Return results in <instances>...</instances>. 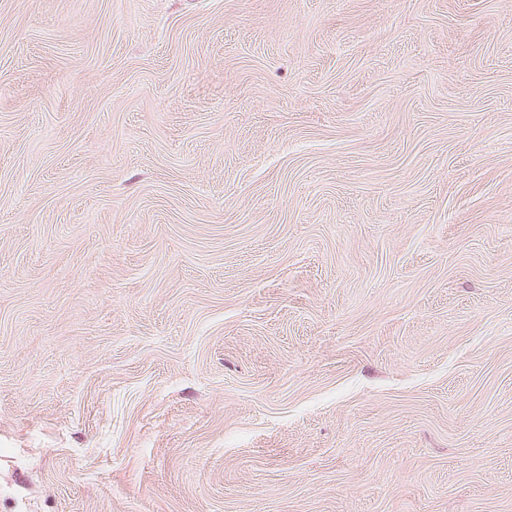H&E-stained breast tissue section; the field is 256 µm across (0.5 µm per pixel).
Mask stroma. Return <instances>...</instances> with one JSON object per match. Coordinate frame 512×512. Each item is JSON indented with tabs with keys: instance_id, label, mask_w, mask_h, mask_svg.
I'll list each match as a JSON object with an SVG mask.
<instances>
[{
	"instance_id": "1",
	"label": "stroma",
	"mask_w": 512,
	"mask_h": 512,
	"mask_svg": "<svg viewBox=\"0 0 512 512\" xmlns=\"http://www.w3.org/2000/svg\"><path fill=\"white\" fill-rule=\"evenodd\" d=\"M0 512H512V0H0Z\"/></svg>"
}]
</instances>
